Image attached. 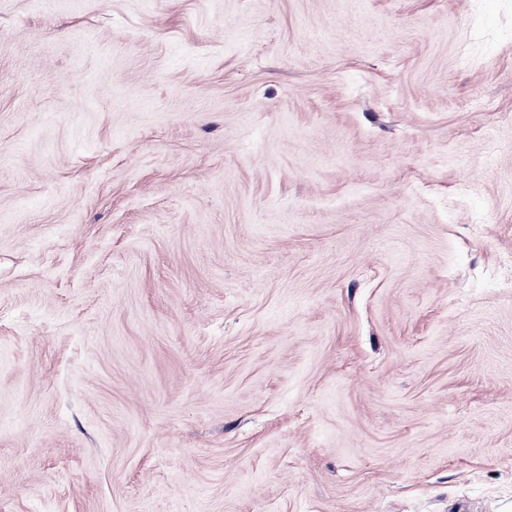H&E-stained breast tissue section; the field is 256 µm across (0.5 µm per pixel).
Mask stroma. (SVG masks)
<instances>
[{"instance_id": "obj_1", "label": "stroma", "mask_w": 512, "mask_h": 512, "mask_svg": "<svg viewBox=\"0 0 512 512\" xmlns=\"http://www.w3.org/2000/svg\"><path fill=\"white\" fill-rule=\"evenodd\" d=\"M511 254L512 0H0V512H512Z\"/></svg>"}]
</instances>
